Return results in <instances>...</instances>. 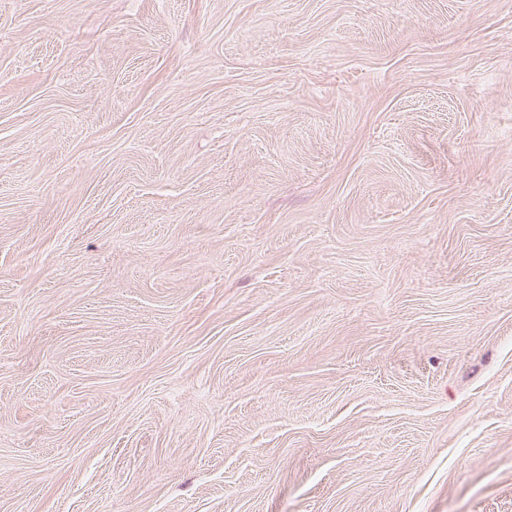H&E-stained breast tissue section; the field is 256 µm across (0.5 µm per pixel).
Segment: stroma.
Returning a JSON list of instances; mask_svg holds the SVG:
<instances>
[{
	"instance_id": "1",
	"label": "stroma",
	"mask_w": 512,
	"mask_h": 512,
	"mask_svg": "<svg viewBox=\"0 0 512 512\" xmlns=\"http://www.w3.org/2000/svg\"><path fill=\"white\" fill-rule=\"evenodd\" d=\"M0 512H512V0H0Z\"/></svg>"
}]
</instances>
